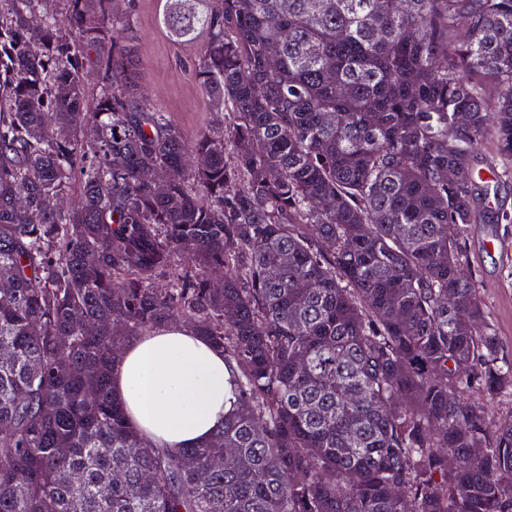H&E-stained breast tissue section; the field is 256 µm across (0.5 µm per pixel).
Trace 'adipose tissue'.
Instances as JSON below:
<instances>
[{
	"instance_id": "ef3b65f1",
	"label": "adipose tissue",
	"mask_w": 512,
	"mask_h": 512,
	"mask_svg": "<svg viewBox=\"0 0 512 512\" xmlns=\"http://www.w3.org/2000/svg\"><path fill=\"white\" fill-rule=\"evenodd\" d=\"M231 378L221 351L172 321L126 347L112 389L141 437L176 452L223 425L235 400Z\"/></svg>"
}]
</instances>
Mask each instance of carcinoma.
I'll return each mask as SVG.
<instances>
[{
	"label": "carcinoma",
	"mask_w": 512,
	"mask_h": 512,
	"mask_svg": "<svg viewBox=\"0 0 512 512\" xmlns=\"http://www.w3.org/2000/svg\"><path fill=\"white\" fill-rule=\"evenodd\" d=\"M47 2L0 0V512H512L466 237L483 144L512 179V0H160L205 36L192 140L141 105L119 0ZM179 316L236 406L171 453L110 375Z\"/></svg>",
	"instance_id": "cac0c4a2"
}]
</instances>
